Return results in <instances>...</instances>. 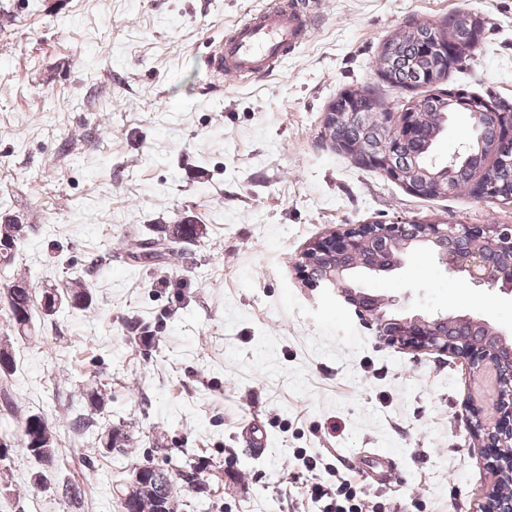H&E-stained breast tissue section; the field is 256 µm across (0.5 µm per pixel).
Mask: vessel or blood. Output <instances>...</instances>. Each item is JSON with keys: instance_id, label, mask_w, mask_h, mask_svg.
<instances>
[{"instance_id": "1", "label": "vessel or blood", "mask_w": 512, "mask_h": 512, "mask_svg": "<svg viewBox=\"0 0 512 512\" xmlns=\"http://www.w3.org/2000/svg\"><path fill=\"white\" fill-rule=\"evenodd\" d=\"M315 17L312 0H268L246 21L216 42L207 60L215 77L267 76L303 43ZM367 470H380L381 483L400 479L398 462L382 451L361 455Z\"/></svg>"}]
</instances>
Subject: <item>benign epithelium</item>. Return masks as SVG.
<instances>
[{"label":"benign epithelium","mask_w":512,"mask_h":512,"mask_svg":"<svg viewBox=\"0 0 512 512\" xmlns=\"http://www.w3.org/2000/svg\"><path fill=\"white\" fill-rule=\"evenodd\" d=\"M476 17L448 16V25L430 24L425 39V52L452 68L463 62L472 22ZM435 100H443L451 108L469 109L481 115L475 102L462 89L448 87ZM511 111L494 114L496 139L491 146L497 161L512 166ZM346 119L356 138L339 137L336 126ZM422 113L394 112L386 120H371L367 103L353 112L345 107L326 112L322 136L333 147L356 163L381 171L413 195L430 188L445 195L452 183L418 165L419 154L407 147L425 144ZM431 254L463 280L490 290L512 295V225L505 224H359L334 233L309 245L298 267L313 287L336 290V299L354 313L375 325L376 335L402 349L448 353L466 361L473 369L491 376L499 387L497 416L475 417L472 434L490 449L491 471L497 486L480 507V512H512V495L502 490L505 475H512V457L503 448L512 447V340L486 321L469 315L436 316L411 312L391 298L370 295L358 286L357 271L373 275L400 268L413 254ZM132 481L146 484L147 491L162 501L163 485L169 483L170 472L161 466L139 467L131 473Z\"/></svg>","instance_id":"7a95c632"}]
</instances>
